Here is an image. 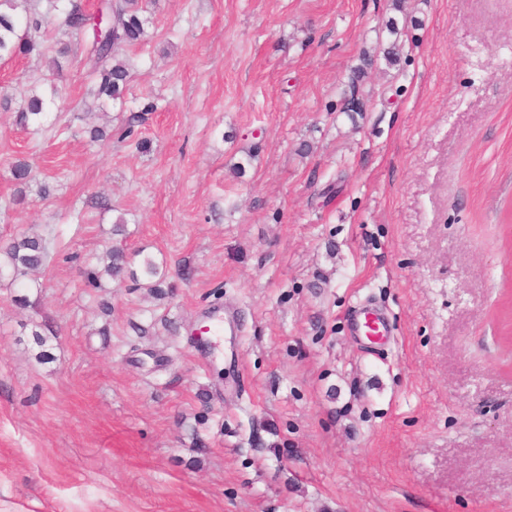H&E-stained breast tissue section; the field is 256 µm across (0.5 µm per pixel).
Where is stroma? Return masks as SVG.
Instances as JSON below:
<instances>
[{
    "label": "stroma",
    "instance_id": "obj_1",
    "mask_svg": "<svg viewBox=\"0 0 512 512\" xmlns=\"http://www.w3.org/2000/svg\"><path fill=\"white\" fill-rule=\"evenodd\" d=\"M147 3L119 100L84 34L0 61V237L54 257L0 280V512H512V0ZM19 158L49 197L14 203ZM120 219L165 297L86 287ZM367 301L378 352L347 322ZM44 101L42 98L31 95L27 104L19 112H16V122L24 128L38 127L42 123L44 117Z\"/></svg>",
    "mask_w": 512,
    "mask_h": 512
}]
</instances>
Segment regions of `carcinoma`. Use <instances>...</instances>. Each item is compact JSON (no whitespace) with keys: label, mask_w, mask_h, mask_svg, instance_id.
Returning <instances> with one entry per match:
<instances>
[{"label":"carcinoma","mask_w":512,"mask_h":512,"mask_svg":"<svg viewBox=\"0 0 512 512\" xmlns=\"http://www.w3.org/2000/svg\"><path fill=\"white\" fill-rule=\"evenodd\" d=\"M27 0H0V60L18 55L41 52L35 34L49 23L50 13L60 12L59 27L70 34H79L85 28L95 27L92 17L83 13L80 0H48V12L39 13L26 7ZM101 27L94 32L87 48L91 74L98 78L94 95L98 99L114 100L120 97L127 83L128 70L120 54L127 46L145 38L148 19L139 15L132 0H103ZM44 117V101L32 95L27 104L16 113V122L24 128H37ZM10 173L17 187L16 199L26 196V188L39 180V175L24 160L11 164ZM51 261L46 242L37 236L21 235L0 239V279L13 282L45 269ZM143 280V287L162 296L171 287L167 273L156 259L141 251L132 254L120 246L108 249L102 256V267H89L85 279L92 288L103 287L102 280L118 284L126 278Z\"/></svg>","instance_id":"cac0c4a2"}]
</instances>
